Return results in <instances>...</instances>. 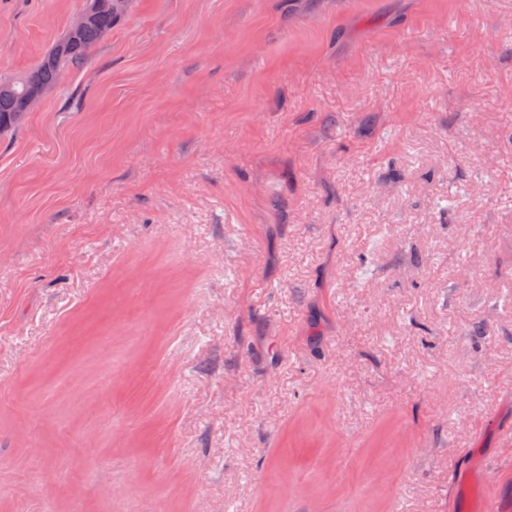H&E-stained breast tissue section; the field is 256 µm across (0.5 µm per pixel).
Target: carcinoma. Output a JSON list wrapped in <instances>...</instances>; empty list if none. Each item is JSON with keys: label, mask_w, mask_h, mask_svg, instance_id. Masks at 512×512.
Listing matches in <instances>:
<instances>
[{"label": "carcinoma", "mask_w": 512, "mask_h": 512, "mask_svg": "<svg viewBox=\"0 0 512 512\" xmlns=\"http://www.w3.org/2000/svg\"><path fill=\"white\" fill-rule=\"evenodd\" d=\"M98 7L86 26L75 34H66L55 42L30 71L14 78L0 77V132L18 125L17 116L26 99L36 88H55L59 74L68 66H82L92 51L112 33V27L122 18L111 3L115 0H95Z\"/></svg>", "instance_id": "1"}]
</instances>
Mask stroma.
Returning <instances> with one entry per match:
<instances>
[{"label": "stroma", "mask_w": 512, "mask_h": 512, "mask_svg": "<svg viewBox=\"0 0 512 512\" xmlns=\"http://www.w3.org/2000/svg\"><path fill=\"white\" fill-rule=\"evenodd\" d=\"M507 428L512 0H130L0 134V512H474Z\"/></svg>", "instance_id": "1"}]
</instances>
